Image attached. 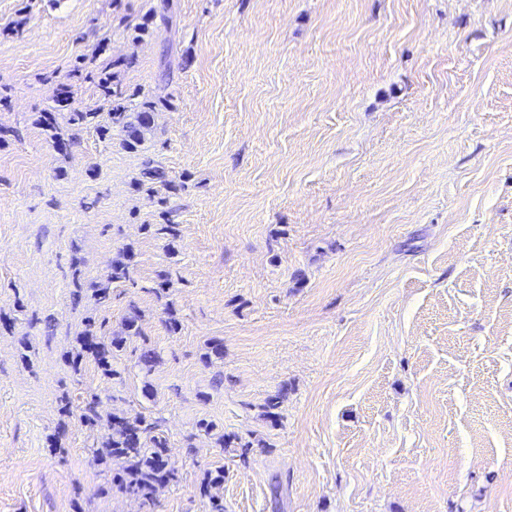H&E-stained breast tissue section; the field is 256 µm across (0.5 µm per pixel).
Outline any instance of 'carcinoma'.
<instances>
[{
	"label": "carcinoma",
	"mask_w": 512,
	"mask_h": 512,
	"mask_svg": "<svg viewBox=\"0 0 512 512\" xmlns=\"http://www.w3.org/2000/svg\"><path fill=\"white\" fill-rule=\"evenodd\" d=\"M73 72L86 73L100 90L103 99L109 103L122 95L121 90L114 86L110 63L88 71L84 59L79 58L73 65ZM153 112L155 106L146 100L141 103L137 112H129L119 103L112 106L109 123L100 121V114L97 112L78 110L66 113L63 120L73 137L82 129L93 127L106 138L112 136V130L116 129L122 136V146L128 150H137L144 145L147 136L152 134ZM147 182L177 189L168 172L150 160L145 162L142 180L138 182V186L141 187ZM132 273L133 254L129 249H122L112 259L110 271L103 279L86 288L76 289L73 294L74 303L78 304L87 298L96 307L111 305L115 288L135 285ZM140 321L138 307L133 303L129 304V315L124 323L125 336L144 335ZM102 327L103 324L94 317H86L84 328L77 339V347L69 359L74 373H80L83 365L92 363L103 376L110 378L116 375L112 368V358L123 350L124 336H104ZM76 414L82 426L104 431V441L98 454L110 459L117 467V472L112 476V487L120 493L137 497L145 506L155 504L159 491L176 478V469L168 461V444L163 437L160 420L142 413L129 416L123 412H105L102 410V398L95 392L83 399ZM223 483L224 470L205 472L204 495L209 499L210 512H224L223 500L213 493Z\"/></svg>",
	"instance_id": "carcinoma-1"
}]
</instances>
